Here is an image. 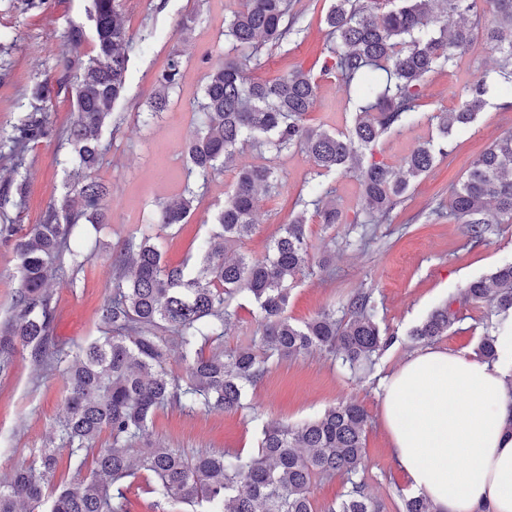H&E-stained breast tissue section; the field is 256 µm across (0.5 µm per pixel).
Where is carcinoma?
Returning a JSON list of instances; mask_svg holds the SVG:
<instances>
[{
	"mask_svg": "<svg viewBox=\"0 0 512 512\" xmlns=\"http://www.w3.org/2000/svg\"><path fill=\"white\" fill-rule=\"evenodd\" d=\"M489 2L495 19L483 25L474 15V0H330L323 17L330 41L320 71L336 73L359 100L352 125L335 131L307 123L317 99L314 69L299 67L266 81L247 77L248 64L301 29L299 17L288 13V0H241L224 18V57L205 74L198 101L201 121L182 147V191L158 203L154 221L137 228L112 256V293L100 313L102 336L67 345L52 336L56 300L51 286L75 287L90 254L72 248L71 239L88 224L97 230L110 223L106 202L112 184L92 173L118 120L113 108L126 92L132 50L119 0H92L93 53L69 61L63 81L54 84L46 77L37 82L28 113L0 141V159L9 163L11 174L0 191V208L20 211L27 192L17 177L26 152L53 133L45 104L60 87H71L77 119L60 135L68 170L64 194L26 231L0 225V238L13 242L19 261L12 315L0 325V375L12 368L20 343L35 366L64 377L68 395L57 422L60 446L51 442L14 466L10 480L0 484V512H126L124 493H112L113 486L141 471L155 477L157 496L203 505V512H316L313 483L335 475L345 478L347 489L324 512H382L358 480L368 415L357 404L332 406L296 426L271 424L250 457L189 456L165 443L137 457L131 452L148 437L161 407L244 408L247 389L263 377L274 356L294 358L318 349L359 377L396 341L395 332L381 327L369 292L348 300L343 320L331 309L302 324L288 317L290 287L309 263L306 212L313 207L327 228L347 223L336 190L319 177L350 175L361 190L352 224L365 233L369 224L391 223L410 179L428 173L448 151L445 144L428 141L415 146L398 167L366 157L388 133L417 120L427 79L457 67L477 39L498 54V65L477 76L457 109L435 115L442 137L473 124L492 93L512 92V0ZM182 76L181 53L173 50L143 102L147 117L167 107ZM247 143L264 152L295 148L306 154L313 177L294 203L298 211L280 225L264 257H229L228 248L255 231L260 197L276 189L271 164L242 167L214 223L197 240L194 264H167L162 234L188 222L209 177L234 163ZM449 216L468 226L475 244L485 241L489 225L512 223V132L495 139L471 163L453 187L449 205L428 213L433 221ZM243 294L256 303L260 327L249 343L226 352L224 335L237 319V299ZM465 301L489 304L477 353L492 363L503 337L512 336V263L470 282ZM455 320L451 305L438 307L409 332L410 340L442 336ZM173 349L184 365L180 375L167 367ZM104 431L111 444L98 448ZM61 448L68 468L77 473L93 457L92 475L55 485ZM402 512L438 510L419 493L402 499Z\"/></svg>",
	"mask_w": 512,
	"mask_h": 512,
	"instance_id": "obj_1",
	"label": "carcinoma"
}]
</instances>
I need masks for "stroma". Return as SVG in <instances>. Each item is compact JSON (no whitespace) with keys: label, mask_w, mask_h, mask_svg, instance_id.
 <instances>
[{"label":"stroma","mask_w":512,"mask_h":512,"mask_svg":"<svg viewBox=\"0 0 512 512\" xmlns=\"http://www.w3.org/2000/svg\"><path fill=\"white\" fill-rule=\"evenodd\" d=\"M88 0H41L38 8L26 9L22 0H0V138L11 134L27 112L33 84L43 78L60 79L71 52L65 34L88 27ZM238 0H122L125 24L133 42L127 73V94L114 108L121 116L119 131L109 137V147L95 172L98 180L111 183L107 205L109 224L100 231L75 238L83 248L97 241V250L86 265L76 288L55 291L57 303L53 334L58 341L85 343L100 334V309L112 289V252L137 225L146 223L158 201L181 192L184 158L181 146L200 120L196 106L206 70L204 55H221L224 44L218 35L225 15ZM329 0H296L304 30L258 63L250 64L252 79L269 80L297 67H311L322 57L327 43L321 17ZM184 15L196 21L187 39H180L177 20ZM183 52L181 90L171 97L168 109L144 122L139 104L152 92L172 47ZM466 73L443 71L431 76L424 88L418 121L392 131L378 145L376 159L400 165L416 145L437 137L433 116L457 107L475 75L491 68L496 56L484 42L468 54ZM318 96L307 116L310 125L342 130L354 110L355 95L346 91L333 74L318 78ZM512 131V111L489 104L477 121L449 141L450 154L438 159L426 176L414 179L406 200L389 224L374 225V239L357 245L351 225L325 228L315 215L307 217L311 263L293 283L289 317L298 323L332 307L342 309L360 291L371 292L384 325L397 332V342L376 361L371 373L356 379L340 361L320 351L293 359L269 362L264 376L248 389L244 407L235 413L158 409L148 443L161 441L188 454L213 452L248 456L256 453L262 431L272 422L294 426L321 415L339 403L362 406L369 422L364 437V468L361 477L367 492L383 505V512H400L402 499L413 489L399 471L391 454L390 437L381 415L380 393L385 377L396 371L414 351L408 331L436 307L451 303L460 316L431 347L450 352L474 353L483 332L485 304L464 302V289L474 279L490 275L512 261V224L493 225L483 244L469 241L466 225L449 218L439 224L426 221L430 205L448 200L471 162L497 137ZM62 153L54 136L40 140L27 153L22 174L27 180V205L23 211L0 209V224L30 227L39 223L46 208L57 201L68 178L60 163ZM260 153L243 146L235 166L215 172L209 179L202 204L187 224L164 237L165 259L182 263L192 251L206 224L223 206L239 167L257 165ZM279 178L276 193L263 197L255 232L238 243L239 252L263 256L278 225L287 223L294 202L312 164L305 153L292 151L273 160ZM66 382L58 373L36 367L27 351L18 350L8 375L0 376V482L15 463L34 449L49 443L54 425L64 409ZM147 474L132 479L125 490L127 512H182L181 507L153 494Z\"/></svg>","instance_id":"35a3bbf8"}]
</instances>
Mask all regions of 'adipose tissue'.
Returning a JSON list of instances; mask_svg holds the SVG:
<instances>
[{
  "label": "adipose tissue",
  "mask_w": 512,
  "mask_h": 512,
  "mask_svg": "<svg viewBox=\"0 0 512 512\" xmlns=\"http://www.w3.org/2000/svg\"><path fill=\"white\" fill-rule=\"evenodd\" d=\"M390 453L439 512H512V386L487 362L426 348L382 386Z\"/></svg>",
  "instance_id": "obj_1"
}]
</instances>
